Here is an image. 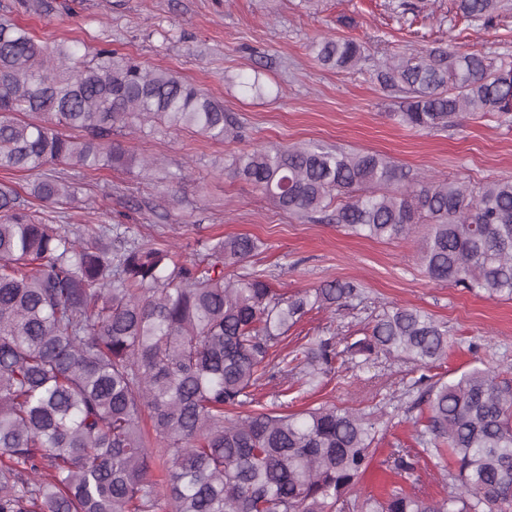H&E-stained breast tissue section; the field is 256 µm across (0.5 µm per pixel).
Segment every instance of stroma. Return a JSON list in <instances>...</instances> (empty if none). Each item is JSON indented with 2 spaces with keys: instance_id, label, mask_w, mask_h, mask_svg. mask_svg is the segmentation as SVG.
I'll return each instance as SVG.
<instances>
[{
  "instance_id": "1",
  "label": "stroma",
  "mask_w": 512,
  "mask_h": 512,
  "mask_svg": "<svg viewBox=\"0 0 512 512\" xmlns=\"http://www.w3.org/2000/svg\"><path fill=\"white\" fill-rule=\"evenodd\" d=\"M397 2L63 0L48 15L15 8L13 20L40 39L107 46L170 70L223 103L240 127L239 139L220 142L146 123L125 141L155 162L148 177L120 169L82 175L58 166V175L79 186L63 223H121L131 237L172 245L187 257L199 242L248 234L262 241L263 250L240 270L264 271L274 288L294 292L332 280L361 282L360 304L310 313L289 331L279 354L299 353L316 337L336 332L361 338L375 315L397 304L428 313L448 330V354L431 376L449 380L481 364L512 379V299L431 282L419 260L425 227L393 242L355 236L335 224L290 216L224 170L229 155L245 148L317 143L379 152L414 175H461L475 183L512 179L511 121L468 116L455 128L416 131L394 120L396 101L372 78L374 64L422 47L512 54V0H504L489 30L463 18L454 0H427L425 8L405 14ZM325 35L356 39L368 62L353 71L323 67L310 44ZM253 74L260 77L257 94L239 84L241 76ZM419 376L410 362L382 354L358 368L339 359L315 389L289 383L288 410L335 404L371 413L382 442L358 486L379 495L399 481L385 464L388 454L415 445Z\"/></svg>"
}]
</instances>
